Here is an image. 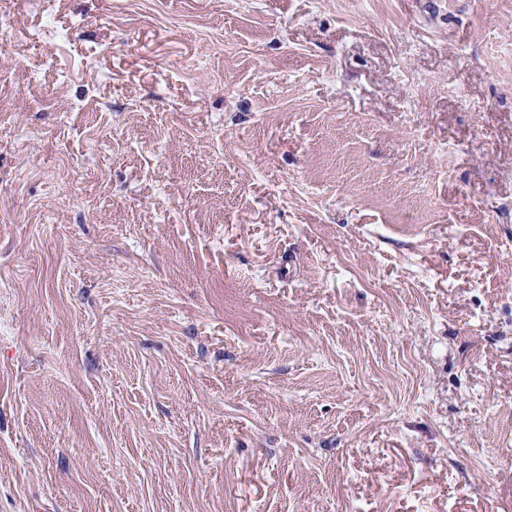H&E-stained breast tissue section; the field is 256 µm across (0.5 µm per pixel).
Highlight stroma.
<instances>
[{
    "instance_id": "obj_1",
    "label": "stroma",
    "mask_w": 512,
    "mask_h": 512,
    "mask_svg": "<svg viewBox=\"0 0 512 512\" xmlns=\"http://www.w3.org/2000/svg\"><path fill=\"white\" fill-rule=\"evenodd\" d=\"M0 512H512V0H0Z\"/></svg>"
}]
</instances>
